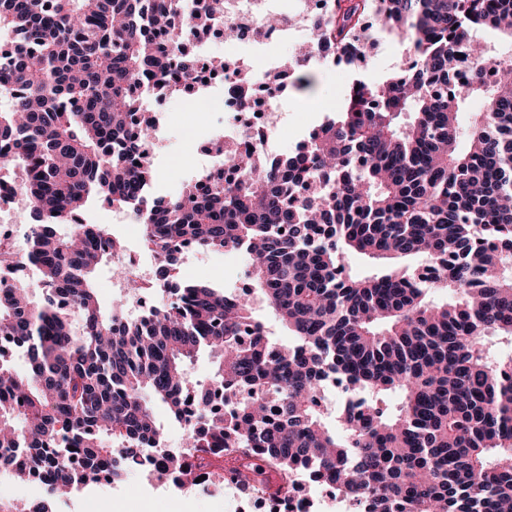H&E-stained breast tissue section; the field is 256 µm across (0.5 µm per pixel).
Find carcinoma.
<instances>
[{"label":"carcinoma","mask_w":512,"mask_h":512,"mask_svg":"<svg viewBox=\"0 0 512 512\" xmlns=\"http://www.w3.org/2000/svg\"><path fill=\"white\" fill-rule=\"evenodd\" d=\"M223 13L224 0H171L169 12L147 0H0V29L14 35L0 55V164L18 173L35 220L25 259L46 287L36 300L0 283V340L27 363L19 373L0 353V457L43 490L0 497V512H55L79 486L122 480L164 439L145 392L198 453L234 448L328 481L364 512H512V55L491 57L479 39L491 29L512 43V0H330L290 72L321 47L364 61L368 17L408 43L407 66L354 81L297 153L232 157L238 179L146 209L144 243L176 301L106 311L92 274L121 243L78 218L93 198L128 208L152 185L139 147L154 123L130 85L193 81L183 23ZM463 51L471 72L459 81ZM188 245L246 246L252 293L176 281L172 255ZM352 254L378 266L353 278ZM409 258L435 265V281L396 263ZM201 352L219 358L207 383L186 370ZM336 372L367 397L340 433L317 405ZM211 388L251 394L221 413L201 401L190 416Z\"/></svg>","instance_id":"obj_1"}]
</instances>
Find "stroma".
<instances>
[{
	"label": "stroma",
	"instance_id": "1",
	"mask_svg": "<svg viewBox=\"0 0 512 512\" xmlns=\"http://www.w3.org/2000/svg\"><path fill=\"white\" fill-rule=\"evenodd\" d=\"M408 61L407 43L398 37L383 35L361 67L334 71L312 64L309 85L295 81L290 84L283 103L288 113V128L282 135L283 140L294 143L304 136L308 126L320 124L325 117L335 115L354 78L378 82L404 68ZM188 123L205 133L210 129L211 117L205 112H188L183 105L167 113L162 129L164 140L152 161L154 197L171 198L192 179L200 155L198 142L184 133ZM85 218L91 224L108 225L110 232L123 240L129 254L139 263L147 262L142 227L114 223L111 207L98 201L89 202ZM244 261V256L235 251H198L179 262L177 276L188 282L210 281L233 287L239 281ZM106 501L111 503L112 512H237L236 503L225 497L223 490L196 494L171 483L152 482L140 470L121 482L108 486L93 484L71 492L68 500L61 503L60 512H100Z\"/></svg>",
	"mask_w": 512,
	"mask_h": 512
}]
</instances>
